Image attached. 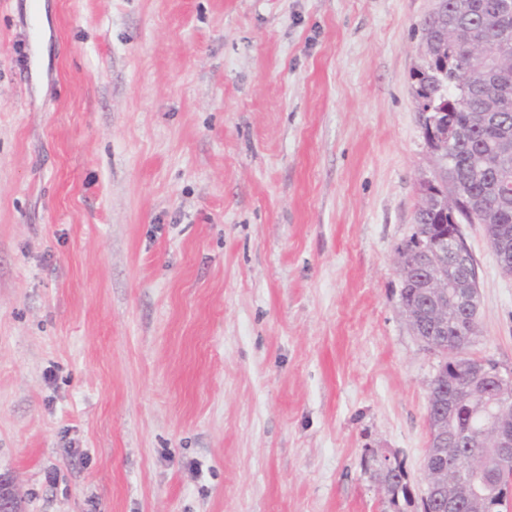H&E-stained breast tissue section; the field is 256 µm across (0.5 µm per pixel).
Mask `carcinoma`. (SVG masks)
Segmentation results:
<instances>
[{"label": "carcinoma", "mask_w": 512, "mask_h": 512, "mask_svg": "<svg viewBox=\"0 0 512 512\" xmlns=\"http://www.w3.org/2000/svg\"><path fill=\"white\" fill-rule=\"evenodd\" d=\"M502 0H445L443 12L421 23L423 63L413 71V93L422 129L435 161L432 177L419 192L436 196L431 208L419 206L412 234L402 242L408 251L410 273H418L420 245L441 243L448 286L463 276L478 274L461 225L481 224L490 244L505 234L512 240V11L500 10ZM479 39L495 61L501 78L470 55ZM479 335L478 313L460 304L448 306V328L439 336L448 348L440 361L438 386L458 391L459 404L448 421V463L464 462L475 454L492 466L484 483L499 476L493 465L496 449L484 435L490 424L512 425V402L502 404L490 389L467 390L465 370ZM380 476L391 494L408 498L407 473L402 463Z\"/></svg>", "instance_id": "obj_1"}]
</instances>
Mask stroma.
Returning a JSON list of instances; mask_svg holds the SVG:
<instances>
[{"mask_svg":"<svg viewBox=\"0 0 512 512\" xmlns=\"http://www.w3.org/2000/svg\"><path fill=\"white\" fill-rule=\"evenodd\" d=\"M432 6L0 0V477L24 512H422L440 358L394 256L433 168ZM463 232L471 353L512 370V276ZM380 476L388 491L391 494V502L396 503V498L401 493L404 500L408 501V483L407 473L400 462H395V466L389 471L382 467L380 463Z\"/></svg>","mask_w":512,"mask_h":512,"instance_id":"stroma-1","label":"stroma"}]
</instances>
